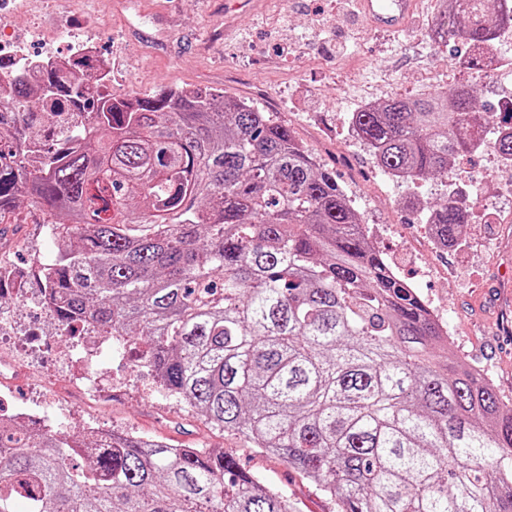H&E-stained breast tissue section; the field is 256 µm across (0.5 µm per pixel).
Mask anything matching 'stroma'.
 <instances>
[{"label": "stroma", "mask_w": 512, "mask_h": 512, "mask_svg": "<svg viewBox=\"0 0 512 512\" xmlns=\"http://www.w3.org/2000/svg\"><path fill=\"white\" fill-rule=\"evenodd\" d=\"M344 0H72L66 14L51 0H0L14 15L29 50L51 42L70 53L76 34L92 38L112 58V96L148 97L160 89L217 90L246 98L255 110L288 124L339 183L392 269L442 312L467 363L481 367L496 392L512 400V222L486 224L499 199L489 169L492 147L456 160L447 176L415 184L385 180L370 150L350 132L349 115L369 99L426 97L476 83L480 102L512 95V75L476 77L454 68L461 47L434 40L439 0H420L406 30H373L359 15H339ZM94 27H86L87 16ZM474 196L458 247L431 249L425 208L449 194ZM40 210L23 202L0 217V265L24 273L54 245L39 224ZM99 365L123 380L109 398L93 400L64 383L62 373L34 362L14 377L7 405L37 404L57 390L60 431L79 435L90 424L160 440L179 448H221L241 469L285 487L295 512H336V502L281 459L258 453L246 438L212 427L198 411L165 398L152 372L130 357L102 354Z\"/></svg>", "instance_id": "obj_1"}]
</instances>
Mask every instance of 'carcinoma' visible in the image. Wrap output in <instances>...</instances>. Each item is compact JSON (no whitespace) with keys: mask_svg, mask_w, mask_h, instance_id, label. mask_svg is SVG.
Returning a JSON list of instances; mask_svg holds the SVG:
<instances>
[{"mask_svg":"<svg viewBox=\"0 0 512 512\" xmlns=\"http://www.w3.org/2000/svg\"><path fill=\"white\" fill-rule=\"evenodd\" d=\"M440 31L469 49L512 31V0H440ZM95 64L45 68L10 90L92 129L53 131L29 170L0 130V213L54 214L42 287L62 325L126 336L167 395L242 434L335 498L337 512H512V403L444 343L334 172L288 126L218 91L99 97ZM505 114L459 83L351 113L375 163L407 183L448 176ZM512 168V130L492 144ZM465 196L428 208L460 243ZM0 512H295L224 450L139 436L110 443L0 416Z\"/></svg>","mask_w":512,"mask_h":512,"instance_id":"cac0c4a2","label":"carcinoma"}]
</instances>
